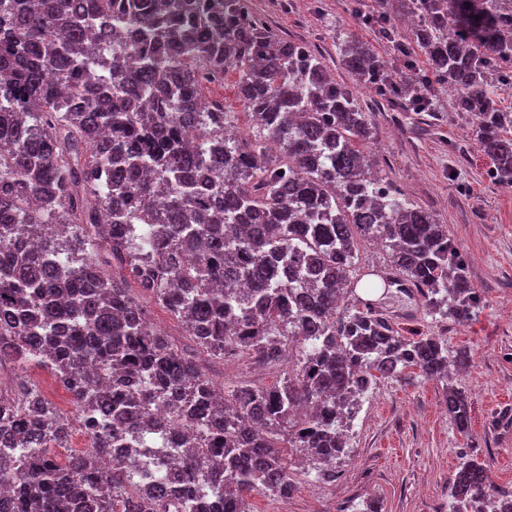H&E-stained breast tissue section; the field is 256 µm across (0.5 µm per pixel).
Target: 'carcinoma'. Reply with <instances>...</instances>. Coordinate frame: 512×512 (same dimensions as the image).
I'll return each instance as SVG.
<instances>
[{
  "label": "carcinoma",
  "instance_id": "obj_1",
  "mask_svg": "<svg viewBox=\"0 0 512 512\" xmlns=\"http://www.w3.org/2000/svg\"><path fill=\"white\" fill-rule=\"evenodd\" d=\"M411 44L379 0L369 24L404 59L398 75L373 44H340L354 84L433 112L430 81L473 116V136L512 183V0H402ZM460 36L448 37V18ZM0 358L51 369L91 448L60 466V418L38 393L0 396V512H249L246 494L294 489L296 456L347 454L344 428L367 384L417 370L446 378L448 340L408 338L379 311L344 306L358 242L376 240L428 310L460 323L482 304L448 227L377 175L372 111L306 45L245 16L240 0H0ZM112 33V50L99 43ZM238 72L248 127L204 88ZM185 324L216 359L246 354L295 369L224 395L186 350L148 329L129 281ZM171 404L182 437L154 440L152 406ZM459 431L465 396L448 391ZM113 448L130 454L102 470ZM177 453L182 492L154 477ZM152 481L149 493L138 487ZM452 512L512 503L487 466L449 479Z\"/></svg>",
  "mask_w": 512,
  "mask_h": 512
}]
</instances>
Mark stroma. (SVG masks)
<instances>
[{
	"label": "stroma",
	"instance_id": "stroma-1",
	"mask_svg": "<svg viewBox=\"0 0 512 512\" xmlns=\"http://www.w3.org/2000/svg\"><path fill=\"white\" fill-rule=\"evenodd\" d=\"M250 5L275 33L314 47L339 82L350 81L336 53L348 32L373 42L384 63L395 61L390 44L358 24L351 0ZM373 119L372 151L382 175L447 224L485 304L462 324L431 316L413 288L386 287L368 295L363 283L392 271L381 248L361 244L360 285L349 305L373 303L405 336L443 337L449 353L465 352L467 361L444 379L417 373L381 380L353 422L352 449L336 463L337 480L298 473L289 512H451L448 479L463 457L485 463L493 484L512 488V418L500 412L502 403H512V192L491 177V162L474 143L471 118L452 97L442 98L436 112L384 105ZM208 372L228 391L246 381L269 386L281 375L245 358L213 362ZM452 388L467 398L470 427L464 435L448 414Z\"/></svg>",
	"mask_w": 512,
	"mask_h": 512
}]
</instances>
